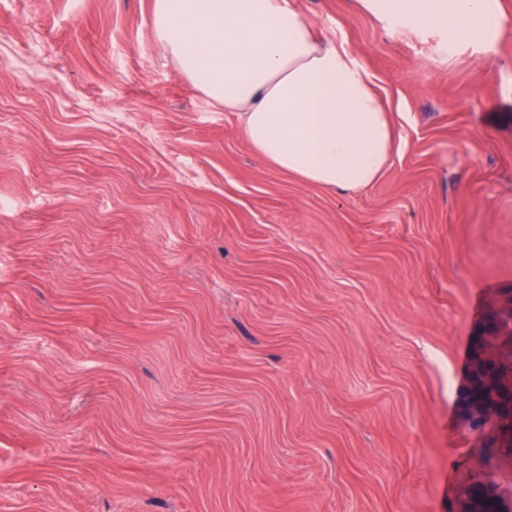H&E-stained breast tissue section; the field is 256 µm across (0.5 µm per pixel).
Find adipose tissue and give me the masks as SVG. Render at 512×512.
Here are the masks:
<instances>
[{"label": "adipose tissue", "mask_w": 512, "mask_h": 512, "mask_svg": "<svg viewBox=\"0 0 512 512\" xmlns=\"http://www.w3.org/2000/svg\"><path fill=\"white\" fill-rule=\"evenodd\" d=\"M382 19L490 41L500 0H361ZM157 42L213 104L238 113L268 165L340 191L371 185L393 154L389 114L353 53L316 33L293 0H154Z\"/></svg>", "instance_id": "1"}]
</instances>
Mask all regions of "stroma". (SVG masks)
<instances>
[{"instance_id":"obj_1","label":"stroma","mask_w":512,"mask_h":512,"mask_svg":"<svg viewBox=\"0 0 512 512\" xmlns=\"http://www.w3.org/2000/svg\"><path fill=\"white\" fill-rule=\"evenodd\" d=\"M154 0H0V512H455L512 292V0L490 48L294 0L396 128L367 188L262 163Z\"/></svg>"}]
</instances>
